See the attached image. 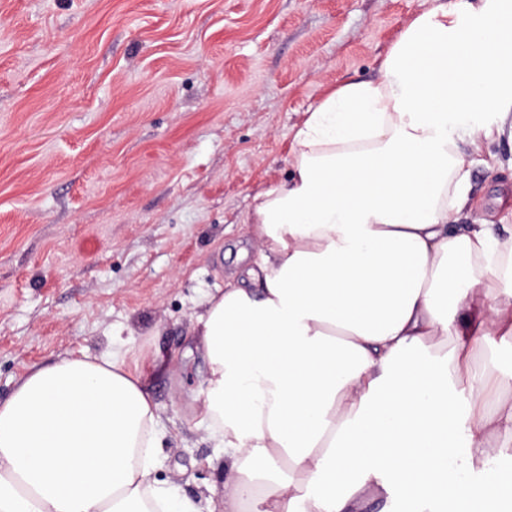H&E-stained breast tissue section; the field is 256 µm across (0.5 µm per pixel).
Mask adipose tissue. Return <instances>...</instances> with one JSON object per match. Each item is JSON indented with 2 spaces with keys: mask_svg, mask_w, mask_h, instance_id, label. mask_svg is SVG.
<instances>
[{
  "mask_svg": "<svg viewBox=\"0 0 512 512\" xmlns=\"http://www.w3.org/2000/svg\"><path fill=\"white\" fill-rule=\"evenodd\" d=\"M511 121L512 0L417 15L377 79L308 109L289 178L248 215L253 287L225 284L198 318L211 378L196 412L224 450L223 512L512 502V479L485 469L512 449L487 350L512 342V261L492 266L512 238L455 227L473 156ZM159 425L116 359L30 369L0 400V512H216L152 480Z\"/></svg>",
  "mask_w": 512,
  "mask_h": 512,
  "instance_id": "ef3b65f1",
  "label": "adipose tissue"
}]
</instances>
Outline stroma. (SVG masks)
Returning <instances> with one entry per match:
<instances>
[{
	"label": "stroma",
	"instance_id": "1",
	"mask_svg": "<svg viewBox=\"0 0 512 512\" xmlns=\"http://www.w3.org/2000/svg\"><path fill=\"white\" fill-rule=\"evenodd\" d=\"M458 3L0 0V400L67 353L118 357L165 427L154 479L222 492L193 331L254 258L252 198L328 89L376 79L416 15ZM484 157L460 221L500 234L512 139Z\"/></svg>",
	"mask_w": 512,
	"mask_h": 512
}]
</instances>
